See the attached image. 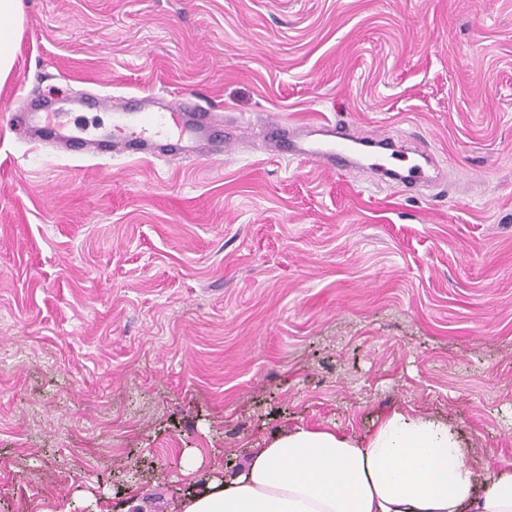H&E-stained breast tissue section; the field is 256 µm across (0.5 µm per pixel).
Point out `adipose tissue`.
<instances>
[{
  "mask_svg": "<svg viewBox=\"0 0 512 512\" xmlns=\"http://www.w3.org/2000/svg\"><path fill=\"white\" fill-rule=\"evenodd\" d=\"M21 31V0H0V86ZM182 512H512V464L488 461L477 477L448 423L394 410L361 440L319 427L274 433Z\"/></svg>",
  "mask_w": 512,
  "mask_h": 512,
  "instance_id": "1",
  "label": "adipose tissue"
}]
</instances>
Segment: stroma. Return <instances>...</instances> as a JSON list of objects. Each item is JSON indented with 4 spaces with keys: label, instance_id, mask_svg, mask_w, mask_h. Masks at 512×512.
<instances>
[{
    "label": "stroma",
    "instance_id": "obj_1",
    "mask_svg": "<svg viewBox=\"0 0 512 512\" xmlns=\"http://www.w3.org/2000/svg\"><path fill=\"white\" fill-rule=\"evenodd\" d=\"M0 86V512H181L273 433L431 416L512 462V0H21ZM220 113L223 159L19 103ZM323 118L359 168L259 148ZM429 152L430 187L371 183ZM22 124L25 125L29 134L40 141H52L57 144L69 146L71 149L93 148L98 152H112V131L102 133L93 138H84L74 132L63 128L49 118L38 115L34 112H20Z\"/></svg>",
    "mask_w": 512,
    "mask_h": 512
}]
</instances>
